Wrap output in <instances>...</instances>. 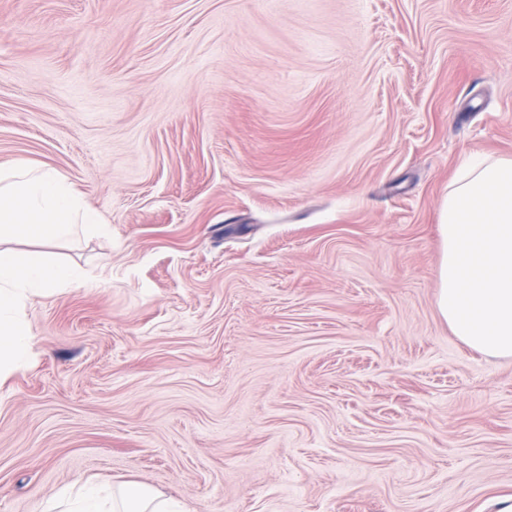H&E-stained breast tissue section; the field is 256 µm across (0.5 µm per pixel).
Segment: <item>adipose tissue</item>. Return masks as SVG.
<instances>
[{"label": "adipose tissue", "mask_w": 512, "mask_h": 512, "mask_svg": "<svg viewBox=\"0 0 512 512\" xmlns=\"http://www.w3.org/2000/svg\"><path fill=\"white\" fill-rule=\"evenodd\" d=\"M45 512H189L186 504L160 490L135 482L113 486L76 481L63 487Z\"/></svg>", "instance_id": "ef3b65f1"}]
</instances>
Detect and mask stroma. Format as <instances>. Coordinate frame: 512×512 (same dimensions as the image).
Wrapping results in <instances>:
<instances>
[{"label": "stroma", "instance_id": "1", "mask_svg": "<svg viewBox=\"0 0 512 512\" xmlns=\"http://www.w3.org/2000/svg\"><path fill=\"white\" fill-rule=\"evenodd\" d=\"M512 157V0H0V165L110 232L33 299L0 512L80 478L192 512H499L512 358L437 305L442 200Z\"/></svg>", "mask_w": 512, "mask_h": 512}]
</instances>
